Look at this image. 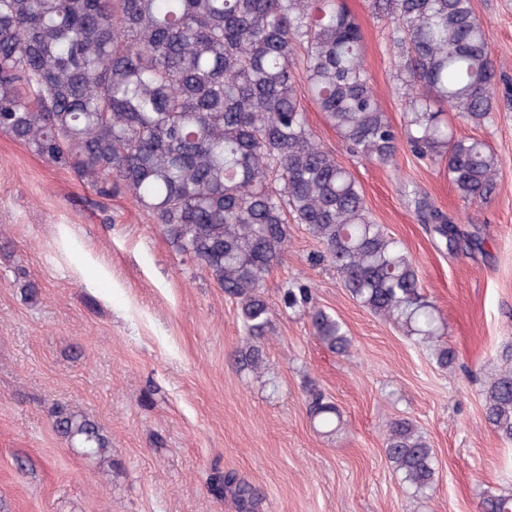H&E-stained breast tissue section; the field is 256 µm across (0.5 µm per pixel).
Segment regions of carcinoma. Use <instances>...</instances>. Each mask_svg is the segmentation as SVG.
Listing matches in <instances>:
<instances>
[{"label": "carcinoma", "instance_id": "obj_1", "mask_svg": "<svg viewBox=\"0 0 512 512\" xmlns=\"http://www.w3.org/2000/svg\"><path fill=\"white\" fill-rule=\"evenodd\" d=\"M391 20L400 76L411 91L404 134L390 123L363 62V37L345 0H0V132L74 173L104 198L129 195L175 250L233 299L248 332L242 366L264 370L271 312L261 288L288 248V221L321 246L363 307L434 348L448 369L446 325L421 292L403 245L375 223L359 183L308 127L293 64L308 97L347 149L385 164L405 137L444 167L465 203L487 202L501 159L459 137L453 111L479 125L495 108L497 70L473 0H371ZM424 219L450 250L465 234L442 211ZM307 310L313 336L345 354L343 323L305 285L283 289ZM310 419L333 435L339 410L314 387ZM485 421L512 443V370L483 391ZM58 430L91 455L108 442L85 417L59 408ZM385 456L416 491L436 483L437 459L408 419L388 427ZM213 489L251 512L257 490L229 474ZM480 512H512V494L486 493Z\"/></svg>", "mask_w": 512, "mask_h": 512}]
</instances>
